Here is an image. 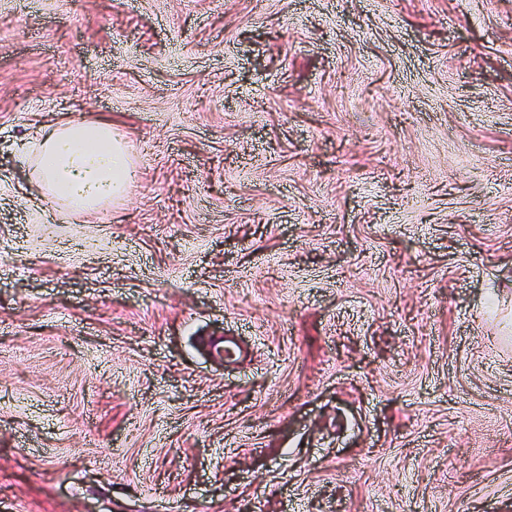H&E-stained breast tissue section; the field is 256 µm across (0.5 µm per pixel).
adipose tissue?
Instances as JSON below:
<instances>
[{
	"mask_svg": "<svg viewBox=\"0 0 512 512\" xmlns=\"http://www.w3.org/2000/svg\"><path fill=\"white\" fill-rule=\"evenodd\" d=\"M34 159L44 196L77 212L121 194L130 163L111 124L100 120L47 126L36 140Z\"/></svg>",
	"mask_w": 512,
	"mask_h": 512,
	"instance_id": "obj_1",
	"label": "adipose tissue"
}]
</instances>
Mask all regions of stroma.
I'll return each mask as SVG.
<instances>
[{
  "label": "stroma",
  "mask_w": 512,
  "mask_h": 512,
  "mask_svg": "<svg viewBox=\"0 0 512 512\" xmlns=\"http://www.w3.org/2000/svg\"><path fill=\"white\" fill-rule=\"evenodd\" d=\"M0 512H512V0H0ZM35 167L44 197L90 212L123 192L130 159L112 125L81 120L49 125L35 141Z\"/></svg>",
  "instance_id": "stroma-1"
}]
</instances>
